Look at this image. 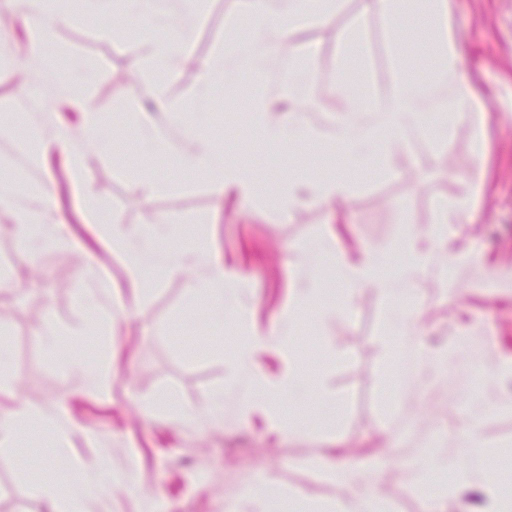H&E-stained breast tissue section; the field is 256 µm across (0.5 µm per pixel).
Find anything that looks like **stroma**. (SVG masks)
Wrapping results in <instances>:
<instances>
[{"instance_id": "stroma-1", "label": "stroma", "mask_w": 512, "mask_h": 512, "mask_svg": "<svg viewBox=\"0 0 512 512\" xmlns=\"http://www.w3.org/2000/svg\"><path fill=\"white\" fill-rule=\"evenodd\" d=\"M159 7L194 21L188 59L165 85L166 113L145 96L155 80L147 57L152 31L148 19L133 14L130 0H97L42 40L23 0H0V124L10 130L0 136V263L9 266L6 279L20 282L0 287L11 385L0 393V416L21 406L47 413L63 398L71 409L68 451L40 472L22 467L18 457L50 448L53 435L0 434L7 458L0 464V512H49L35 484L65 485L100 463L111 479L86 501L85 512H253L248 495L268 478L279 495L263 503V512H293L300 498L321 510L342 493L312 467L323 455L377 465L381 476L373 489L391 512H429L409 470L418 459L451 452L453 429L476 410L483 413L488 449L482 470L493 483L512 487V375L486 388L462 345L474 333L490 346L485 364L512 358V0H448V38L476 91L472 118L432 142L379 146L374 162L359 168L334 159L321 137L347 106L336 96L337 77L352 80L358 93L384 90L395 77L389 44L397 30L364 0H336L327 17H309L297 29L294 50L312 54L318 75L315 108L302 118L318 135L294 143L275 168L274 147L249 132L246 85L225 83L219 107L201 87L203 70L223 74L225 55L250 19L246 0H161ZM35 39L39 55L26 56ZM46 58L82 80L88 105L108 123L104 139L84 138L79 112L42 68ZM34 88L45 96L44 106L29 101ZM183 122L209 129L216 142L237 144L239 158L269 193L247 201L224 192L180 170L173 153L158 151L140 133L153 124L172 134ZM36 124L52 142L62 126L73 139L53 142L41 168L32 169L15 136ZM479 132L486 141L481 152L474 147ZM72 148L86 155L85 173L69 167ZM294 176L343 180L344 205H306L284 217L276 198ZM36 180L51 184L48 199L29 193ZM443 199L449 211L468 215L459 245L472 258L454 263L450 279L422 275L417 307L419 339L429 351H447L448 373L392 392L395 304L368 287L349 312L335 293L298 307L304 270L297 259L325 246L353 262L368 253L398 258L405 235L431 233ZM24 209L50 211L62 223L34 247L31 261L11 231ZM160 223L183 245L203 241L242 277L246 321L218 315L205 298L187 297L186 279L202 274L200 264H186L179 275L156 268L141 283L130 278L122 255L112 250L113 225L148 237ZM105 307L115 319L89 342ZM293 309L300 312L296 357L273 344L257 351L253 364L273 383L288 368L300 370L290 409L301 432L272 433L262 409L241 413L231 396L221 418L209 417L215 395L237 374L229 339L247 329L267 333ZM48 334L99 366L109 399L46 357ZM171 402L194 410L196 420L170 419ZM132 456L140 484L130 490L122 474Z\"/></svg>"}]
</instances>
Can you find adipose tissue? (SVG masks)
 Masks as SVG:
<instances>
[{
    "mask_svg": "<svg viewBox=\"0 0 512 512\" xmlns=\"http://www.w3.org/2000/svg\"><path fill=\"white\" fill-rule=\"evenodd\" d=\"M136 10L151 18L165 29L164 38L152 41L153 61L159 82L154 85L153 101L163 106L160 82L176 67L185 54L190 39V28L186 19L175 14H163L158 10V0H132ZM252 26L244 39L239 40L224 64L225 78H238L249 74L254 78L251 86V112L256 117L255 132L260 138L279 149H287L293 142L310 135L308 126L295 119L300 107L310 102L309 89L316 80L313 70L299 57L289 54L290 38L301 17L312 10L327 11L334 0H250ZM279 103L287 104L292 119L269 120L268 115ZM179 159L183 168L201 174L218 183L224 190L235 192L245 199L257 198L261 184L249 164L231 159L219 152L208 130L187 125L182 129V146ZM346 187L336 180H311L291 185L281 199L284 214L304 203L331 204L343 198ZM112 246L124 254L132 277H139L143 268L161 265L170 273L182 270V258L163 247L161 240L143 241L134 233L118 231L112 235ZM194 259L202 261L205 270L202 276L189 280L190 294H206L216 310L235 303L241 278L222 262L213 260L208 246L196 245L191 249ZM307 276L298 290L299 301L305 302L317 292V277L327 264H334L338 277L345 286L347 297H355L362 288L374 286L384 292H392L394 282L388 274L389 259L384 255L369 254L360 262L351 263L341 255L317 251L305 258ZM296 330V317L284 316L276 328L267 334L247 333L233 345V354L243 369V374L233 384L242 409L262 405L272 428L282 434L297 433L298 427L288 413V396L297 386L294 373H287L275 385L252 368L253 354L268 344H279L283 350H291ZM321 465L328 477L337 486L344 488L343 496L337 498L332 512H386L387 506L371 490L378 476L376 469L354 465L343 460L324 459ZM453 472L456 482L443 490L434 492L433 500H455L462 490L473 489L484 498L483 512H512L497 491L477 475L458 469L448 457L436 461L423 459L412 469L414 480L425 479L428 472ZM104 482L103 468L82 472L72 482L68 500L57 505V495L48 486L38 487L39 496L52 502L51 512H83L84 502L94 497Z\"/></svg>",
    "mask_w": 512,
    "mask_h": 512,
    "instance_id": "1",
    "label": "adipose tissue"
}]
</instances>
